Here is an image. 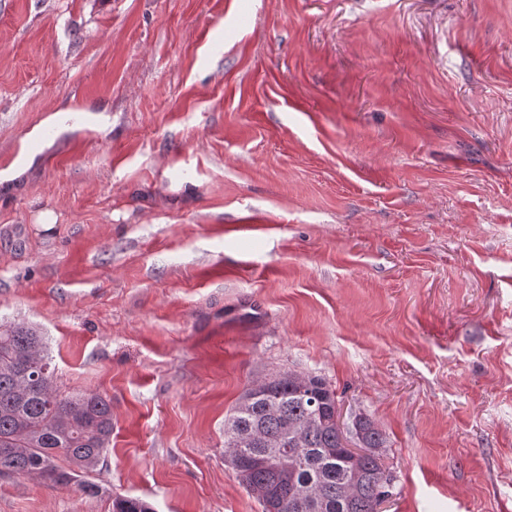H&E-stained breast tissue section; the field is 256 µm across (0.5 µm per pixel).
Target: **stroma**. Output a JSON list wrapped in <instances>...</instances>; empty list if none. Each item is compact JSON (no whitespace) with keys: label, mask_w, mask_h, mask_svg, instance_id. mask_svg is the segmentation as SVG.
<instances>
[{"label":"stroma","mask_w":512,"mask_h":512,"mask_svg":"<svg viewBox=\"0 0 512 512\" xmlns=\"http://www.w3.org/2000/svg\"><path fill=\"white\" fill-rule=\"evenodd\" d=\"M0 324L113 425L0 512H263L224 417L288 369L382 512H512V0H0Z\"/></svg>","instance_id":"stroma-1"}]
</instances>
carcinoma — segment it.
Returning a JSON list of instances; mask_svg holds the SVG:
<instances>
[{
  "label": "carcinoma",
  "mask_w": 512,
  "mask_h": 512,
  "mask_svg": "<svg viewBox=\"0 0 512 512\" xmlns=\"http://www.w3.org/2000/svg\"><path fill=\"white\" fill-rule=\"evenodd\" d=\"M336 393L324 379L294 371L267 374L241 394L224 418V447L240 483L264 512H378L393 475L383 462L385 437L355 417L358 457L336 428ZM112 438V403L94 392L61 394L40 336L0 325V474L74 483L85 497L103 492L90 479ZM266 457L285 466L255 467ZM113 512H153L136 497H117Z\"/></svg>",
  "instance_id": "cac0c4a2"
}]
</instances>
